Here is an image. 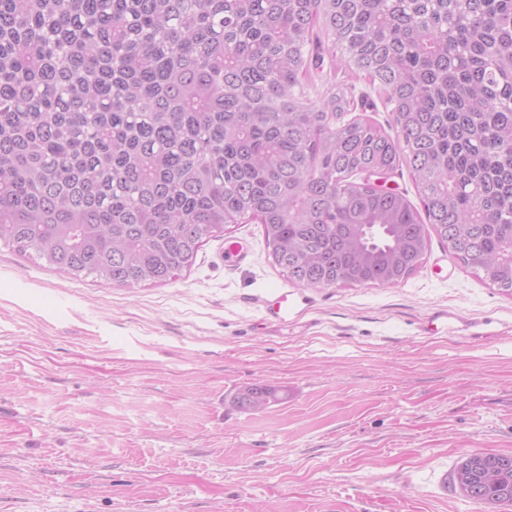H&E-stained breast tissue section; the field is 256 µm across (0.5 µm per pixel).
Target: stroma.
Listing matches in <instances>:
<instances>
[{
    "label": "stroma",
    "instance_id": "35a3bbf8",
    "mask_svg": "<svg viewBox=\"0 0 512 512\" xmlns=\"http://www.w3.org/2000/svg\"><path fill=\"white\" fill-rule=\"evenodd\" d=\"M474 453L512 456V296L438 237L397 285L331 288L259 224L131 288L0 245V512H512L452 484Z\"/></svg>",
    "mask_w": 512,
    "mask_h": 512
}]
</instances>
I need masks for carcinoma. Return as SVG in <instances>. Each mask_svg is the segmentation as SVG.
Wrapping results in <instances>:
<instances>
[{
	"label": "carcinoma",
	"instance_id": "1",
	"mask_svg": "<svg viewBox=\"0 0 512 512\" xmlns=\"http://www.w3.org/2000/svg\"><path fill=\"white\" fill-rule=\"evenodd\" d=\"M327 56L396 136L310 98ZM403 164L418 207L370 180ZM251 223L303 286L397 285L433 232L512 295V0H0V243L133 287ZM467 464L512 504L511 456Z\"/></svg>",
	"mask_w": 512,
	"mask_h": 512
}]
</instances>
